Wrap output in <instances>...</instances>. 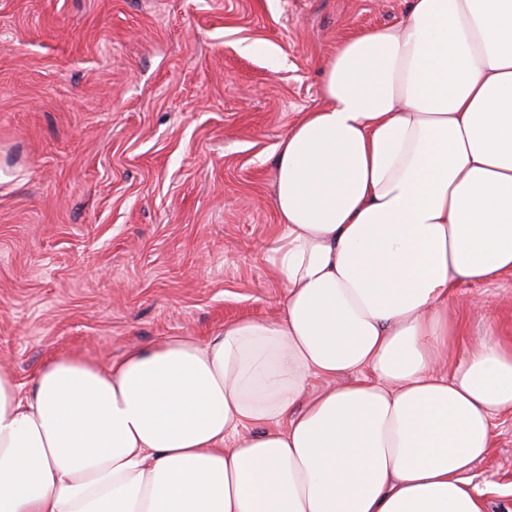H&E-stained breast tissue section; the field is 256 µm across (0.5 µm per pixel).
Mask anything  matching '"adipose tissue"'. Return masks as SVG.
Listing matches in <instances>:
<instances>
[{
    "instance_id": "obj_1",
    "label": "adipose tissue",
    "mask_w": 512,
    "mask_h": 512,
    "mask_svg": "<svg viewBox=\"0 0 512 512\" xmlns=\"http://www.w3.org/2000/svg\"><path fill=\"white\" fill-rule=\"evenodd\" d=\"M321 98L277 145L281 315L0 364V512H485L512 340L448 301L512 271V0H411Z\"/></svg>"
}]
</instances>
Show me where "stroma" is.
Here are the masks:
<instances>
[{"label": "stroma", "instance_id": "obj_1", "mask_svg": "<svg viewBox=\"0 0 512 512\" xmlns=\"http://www.w3.org/2000/svg\"><path fill=\"white\" fill-rule=\"evenodd\" d=\"M409 0H0V363L106 365L281 313L276 148ZM512 337V276L448 304ZM512 512V414L470 473Z\"/></svg>", "mask_w": 512, "mask_h": 512}]
</instances>
